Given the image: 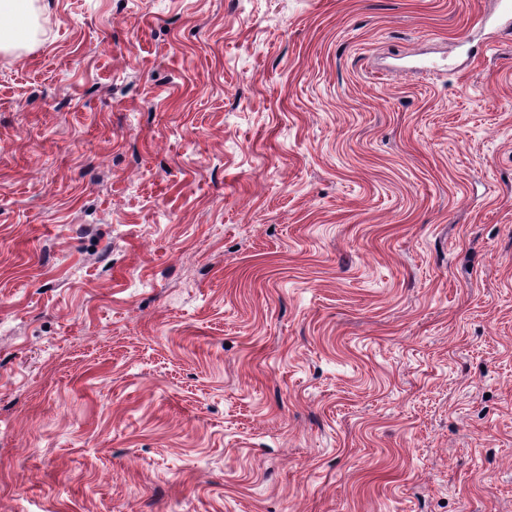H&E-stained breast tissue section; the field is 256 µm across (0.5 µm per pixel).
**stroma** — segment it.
<instances>
[{
	"label": "stroma",
	"instance_id": "1",
	"mask_svg": "<svg viewBox=\"0 0 512 512\" xmlns=\"http://www.w3.org/2000/svg\"><path fill=\"white\" fill-rule=\"evenodd\" d=\"M39 3L0 512H512L504 0Z\"/></svg>",
	"mask_w": 512,
	"mask_h": 512
}]
</instances>
